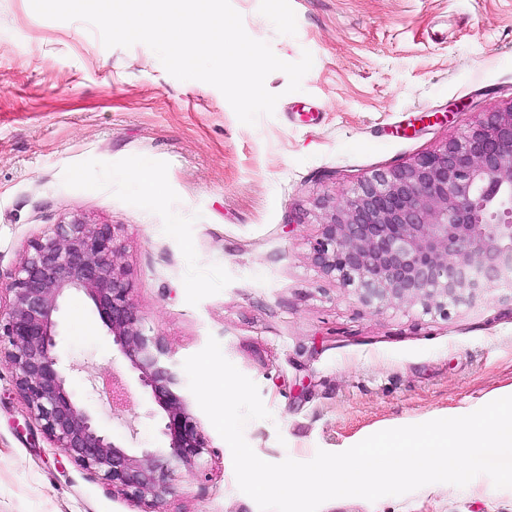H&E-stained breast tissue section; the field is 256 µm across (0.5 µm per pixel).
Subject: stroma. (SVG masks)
Listing matches in <instances>:
<instances>
[{
  "instance_id": "1",
  "label": "stroma",
  "mask_w": 512,
  "mask_h": 512,
  "mask_svg": "<svg viewBox=\"0 0 512 512\" xmlns=\"http://www.w3.org/2000/svg\"><path fill=\"white\" fill-rule=\"evenodd\" d=\"M287 62L273 116L242 124L224 95L181 81L145 44L105 47L81 21L0 0V282L28 241L74 216L118 225L141 326L177 362L216 338L270 411L244 436L263 460H311L356 436L480 408L512 387V291L447 313L369 308L311 254L324 202L410 163L512 104V0H231ZM155 176L139 185L142 169ZM70 392L130 448L160 446L159 408L91 303L61 305ZM125 387L113 409L112 379ZM0 364V512H148L55 448ZM208 448L163 512H259L199 405ZM379 512H512V492L385 496Z\"/></svg>"
}]
</instances>
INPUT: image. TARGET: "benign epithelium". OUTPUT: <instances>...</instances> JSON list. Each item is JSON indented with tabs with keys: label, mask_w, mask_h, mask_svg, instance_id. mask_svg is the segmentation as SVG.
Here are the masks:
<instances>
[{
	"label": "benign epithelium",
	"mask_w": 512,
	"mask_h": 512,
	"mask_svg": "<svg viewBox=\"0 0 512 512\" xmlns=\"http://www.w3.org/2000/svg\"><path fill=\"white\" fill-rule=\"evenodd\" d=\"M313 257L366 306L419 304L446 313L491 287L512 288V105L412 162L364 179L326 214ZM0 359L16 370L29 417L78 465L161 512L174 475L196 468L206 438L184 373L163 338L144 333L116 227L74 216L34 239L5 287ZM83 293L162 410L161 446L133 451L102 433L73 399L56 355L57 313Z\"/></svg>",
	"instance_id": "benign-epithelium-1"
}]
</instances>
